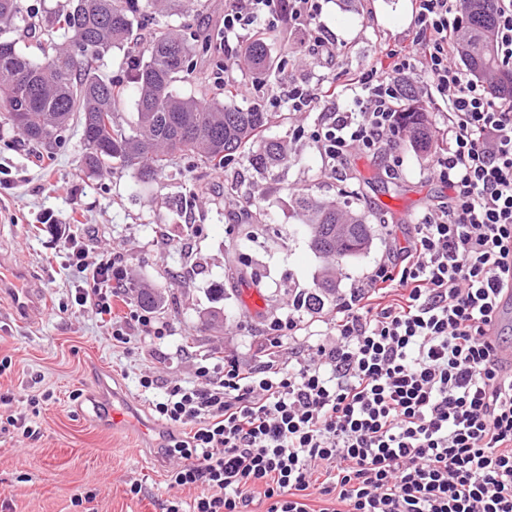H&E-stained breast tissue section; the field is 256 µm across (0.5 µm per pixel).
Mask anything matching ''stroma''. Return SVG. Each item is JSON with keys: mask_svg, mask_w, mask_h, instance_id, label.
Listing matches in <instances>:
<instances>
[{"mask_svg": "<svg viewBox=\"0 0 512 512\" xmlns=\"http://www.w3.org/2000/svg\"><path fill=\"white\" fill-rule=\"evenodd\" d=\"M410 21L411 0H323L318 24L336 43L335 61L316 66L294 42L279 39L271 50L284 71L267 83L324 76L346 82L380 63L383 45L410 37ZM319 120L315 112L305 119L292 113L270 126L268 137L285 140L290 154L274 172L237 157L216 173L185 157L141 184L128 172L87 174L78 127L65 131L52 160L43 161L0 116V254L25 267L48 301L46 315L30 326L0 298V360L8 362L0 392L14 396L0 405V512H164L171 498L193 501L197 489L168 487V461L137 431L139 420L152 418L147 404L135 401L122 426H100L101 385L130 395L140 373L164 383L187 378L214 352L257 364L270 321L314 288L323 266L292 206L298 190L350 203L371 219L387 214L374 227L371 249L345 263L336 281L341 292L393 243L405 242L426 208L447 199V185L430 174V157L407 139L398 175L387 176L383 161L358 153L345 177L328 175L308 137L293 135L297 125ZM249 199L264 210L265 223L240 219ZM49 215L88 239L93 253L119 255L129 278L162 292L157 315L168 337L137 339L128 354L113 349L95 314L71 303L77 275L56 225L45 222ZM215 311L222 327L208 322ZM21 414L35 437L9 426ZM134 483L142 486L136 496Z\"/></svg>", "mask_w": 512, "mask_h": 512, "instance_id": "35a3bbf8", "label": "stroma"}]
</instances>
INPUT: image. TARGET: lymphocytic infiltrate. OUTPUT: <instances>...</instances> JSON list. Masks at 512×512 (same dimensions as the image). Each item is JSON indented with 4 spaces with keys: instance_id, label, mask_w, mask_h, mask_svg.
Returning <instances> with one entry per match:
<instances>
[{
    "instance_id": "f902f5d3",
    "label": "lymphocytic infiltrate",
    "mask_w": 512,
    "mask_h": 512,
    "mask_svg": "<svg viewBox=\"0 0 512 512\" xmlns=\"http://www.w3.org/2000/svg\"><path fill=\"white\" fill-rule=\"evenodd\" d=\"M462 0H412L409 43L343 86L289 81L270 93L237 83L266 109L319 110L309 137L328 174L355 152L398 165L406 78L444 108L433 174L448 200L427 209L404 246L382 256L340 297L336 336L313 342L295 314L274 318L257 365L218 357L190 381L138 379L150 409L173 426L163 454L173 487L201 488L166 512H512V365L497 309L512 299V105L454 61ZM321 0H225L221 45L261 26L313 36ZM63 247L78 273L74 302L105 317L116 348L164 336L153 311L112 319L127 284L119 256L89 261L82 237Z\"/></svg>"
}]
</instances>
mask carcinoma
Instances as JSON below:
<instances>
[{"instance_id": "1", "label": "carcinoma", "mask_w": 512, "mask_h": 512, "mask_svg": "<svg viewBox=\"0 0 512 512\" xmlns=\"http://www.w3.org/2000/svg\"><path fill=\"white\" fill-rule=\"evenodd\" d=\"M465 17L456 34L455 50L468 71L512 102V69L502 68L495 49L496 16L488 0H465ZM183 10L182 0H68L54 23L73 33L69 46L58 43L53 29L42 33L36 61L19 51L13 40H0V112L24 139L51 154L71 121L81 129V165L92 175L128 171L142 184L156 181L174 167L178 155H190L205 170L224 168V161L242 156L258 170L270 172L288 163L281 140L267 139L266 129L281 118L260 103L239 106L237 91L215 82L217 62L200 70L195 59L208 53L210 31L189 40L167 18ZM24 21L20 0H0V31ZM275 31L260 27L240 50L253 75L278 68L269 46ZM122 52L127 84L105 71V57ZM191 79L197 98L173 93L175 83ZM138 93L132 119L121 116L126 85ZM412 145L428 153L432 135L424 110L403 113ZM293 208L307 225L310 246L327 260L317 288L304 296L303 307L320 312L336 296V268L363 253L372 243L366 218L348 205L320 200L304 191ZM346 224L344 235L336 225ZM139 305L156 309L162 303L156 288L129 284Z\"/></svg>"}]
</instances>
